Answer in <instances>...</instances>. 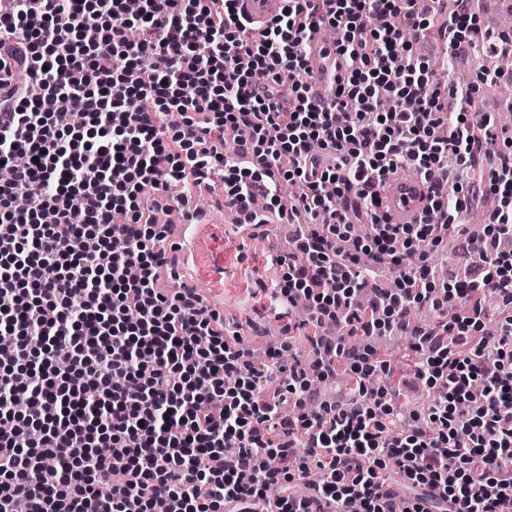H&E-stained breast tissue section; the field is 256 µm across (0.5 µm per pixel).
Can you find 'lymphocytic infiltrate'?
Masks as SVG:
<instances>
[{
    "mask_svg": "<svg viewBox=\"0 0 512 512\" xmlns=\"http://www.w3.org/2000/svg\"><path fill=\"white\" fill-rule=\"evenodd\" d=\"M329 28L324 94L307 47ZM432 34L452 58L512 48L470 0L442 27L428 0H283L257 33L239 0H6L25 80L0 83V512H512V135L468 113L473 86L440 89L413 46ZM406 168L427 215L393 224L376 186ZM215 185L254 224L310 216L264 297L311 357L255 364L199 294L156 288L146 191ZM486 193L469 268L439 277ZM387 332L438 393L425 412L398 403ZM340 370L346 398L316 402Z\"/></svg>",
    "mask_w": 512,
    "mask_h": 512,
    "instance_id": "1",
    "label": "lymphocytic infiltrate"
}]
</instances>
